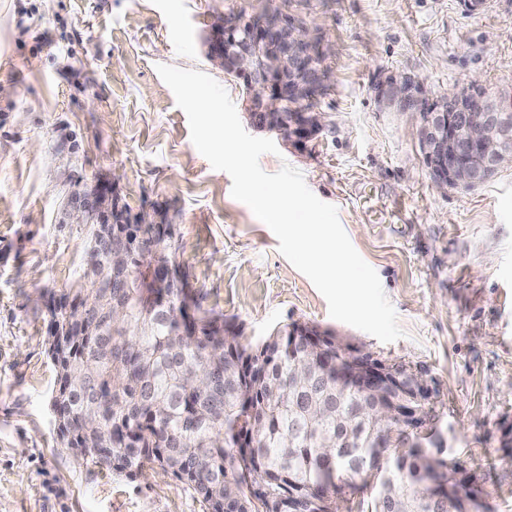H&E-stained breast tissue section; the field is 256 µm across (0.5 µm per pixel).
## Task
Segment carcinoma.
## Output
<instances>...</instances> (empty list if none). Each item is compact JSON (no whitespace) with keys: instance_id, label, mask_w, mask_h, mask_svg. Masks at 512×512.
Returning a JSON list of instances; mask_svg holds the SVG:
<instances>
[{"instance_id":"obj_1","label":"carcinoma","mask_w":512,"mask_h":512,"mask_svg":"<svg viewBox=\"0 0 512 512\" xmlns=\"http://www.w3.org/2000/svg\"><path fill=\"white\" fill-rule=\"evenodd\" d=\"M172 224L91 225L81 288L50 302V401L65 447L131 479L156 464L207 512H448V465L336 380L335 337L284 326L259 345L189 312ZM352 482L351 487H346L344 492L336 498V505L338 512H361L368 510L367 507L371 505L375 490L374 485L370 480L367 482L363 479L356 477L349 480ZM363 504V508L361 505Z\"/></svg>"}]
</instances>
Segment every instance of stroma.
<instances>
[{
  "mask_svg": "<svg viewBox=\"0 0 512 512\" xmlns=\"http://www.w3.org/2000/svg\"><path fill=\"white\" fill-rule=\"evenodd\" d=\"M286 12L318 50L327 90L313 138L275 137L261 168L298 169L334 205L403 331L384 343L331 318L274 233L190 139L157 65L205 72L247 120L241 79L210 63L224 18ZM431 92L477 78L512 89V0H0V512H206L150 466L136 479L64 448L50 398L48 292L79 288L89 228L66 196L103 183L124 220L171 224L201 311L258 343L302 323L406 364L430 396V448L483 512H512V168L440 190L415 117L378 96L390 75Z\"/></svg>",
  "mask_w": 512,
  "mask_h": 512,
  "instance_id": "35a3bbf8",
  "label": "stroma"
}]
</instances>
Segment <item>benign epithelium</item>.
Wrapping results in <instances>:
<instances>
[{"instance_id": "obj_1", "label": "benign epithelium", "mask_w": 512, "mask_h": 512, "mask_svg": "<svg viewBox=\"0 0 512 512\" xmlns=\"http://www.w3.org/2000/svg\"><path fill=\"white\" fill-rule=\"evenodd\" d=\"M209 58L248 86L247 111L254 125L285 138L306 139L322 128V113L304 107L314 80L311 41L306 29L280 11L249 23L224 19L214 35ZM381 96L413 113L420 128L422 162L441 189L473 188L504 168H512V92L492 90L475 79L467 86L430 96L413 77L388 78ZM69 224L112 223V194L102 187L72 195L66 204ZM336 370L381 406L384 419L407 422L429 436L430 416L405 405L386 407L394 372L375 357L351 347H336Z\"/></svg>"}]
</instances>
